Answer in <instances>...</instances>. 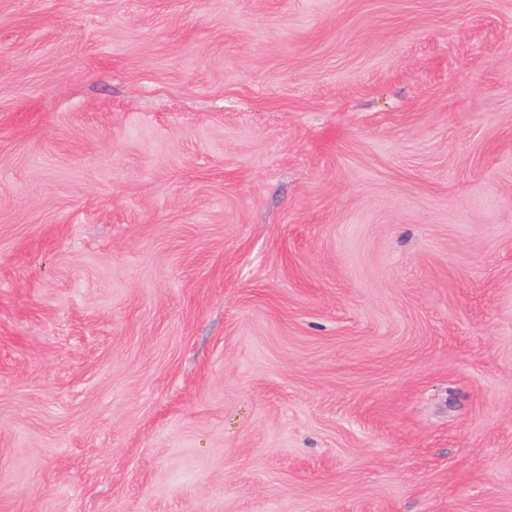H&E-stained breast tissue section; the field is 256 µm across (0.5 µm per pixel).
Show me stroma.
I'll use <instances>...</instances> for the list:
<instances>
[{
	"instance_id": "stroma-1",
	"label": "stroma",
	"mask_w": 512,
	"mask_h": 512,
	"mask_svg": "<svg viewBox=\"0 0 512 512\" xmlns=\"http://www.w3.org/2000/svg\"><path fill=\"white\" fill-rule=\"evenodd\" d=\"M0 512H512V0H0Z\"/></svg>"
}]
</instances>
